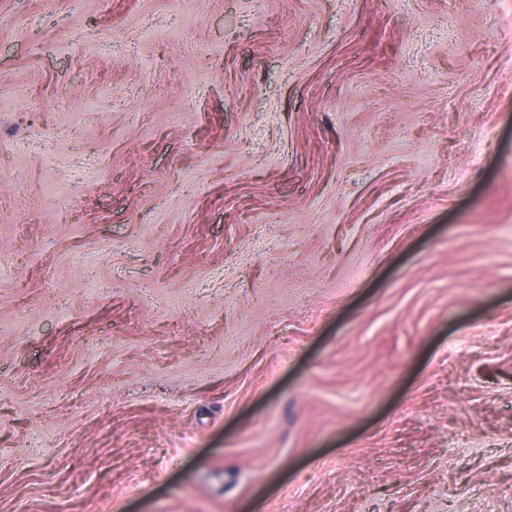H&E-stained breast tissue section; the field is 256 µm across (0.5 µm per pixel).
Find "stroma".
<instances>
[{"instance_id": "obj_1", "label": "stroma", "mask_w": 512, "mask_h": 512, "mask_svg": "<svg viewBox=\"0 0 512 512\" xmlns=\"http://www.w3.org/2000/svg\"><path fill=\"white\" fill-rule=\"evenodd\" d=\"M0 512H512V0H0Z\"/></svg>"}]
</instances>
